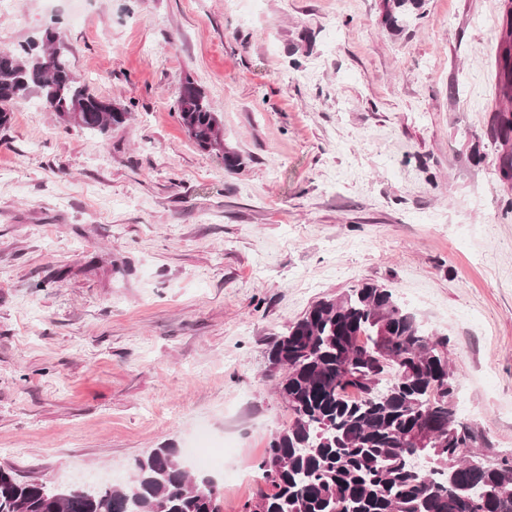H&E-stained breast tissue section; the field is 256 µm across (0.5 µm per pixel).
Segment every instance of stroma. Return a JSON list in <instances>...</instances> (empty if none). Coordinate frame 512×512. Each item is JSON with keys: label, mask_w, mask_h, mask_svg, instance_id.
<instances>
[{"label": "stroma", "mask_w": 512, "mask_h": 512, "mask_svg": "<svg viewBox=\"0 0 512 512\" xmlns=\"http://www.w3.org/2000/svg\"><path fill=\"white\" fill-rule=\"evenodd\" d=\"M504 0H9L0 49L58 26L129 119L89 133L13 104L0 129V464L129 481L200 433L229 444L222 512L292 415L274 336L363 283L447 337L454 402L512 450V183L495 117ZM214 103L204 151L185 78ZM422 7V0H386L385 16L388 28L394 33L403 31V23ZM190 90L184 92L183 89ZM178 117L189 137L204 150L220 149L224 129L212 102L203 89L187 79L178 98Z\"/></svg>", "instance_id": "obj_1"}]
</instances>
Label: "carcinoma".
<instances>
[{
    "label": "carcinoma",
    "instance_id": "obj_1",
    "mask_svg": "<svg viewBox=\"0 0 512 512\" xmlns=\"http://www.w3.org/2000/svg\"><path fill=\"white\" fill-rule=\"evenodd\" d=\"M422 0H386L394 33ZM178 117L204 150L219 148L224 129L203 89L186 80ZM499 95L512 100V42L498 55ZM36 93L42 107L85 131L106 133L128 112L87 92L62 51L59 32L21 53L0 50V129L4 105ZM499 137L512 134V111L496 116ZM448 340L426 332L393 291L365 283L312 305L288 333L277 336L269 360L285 370L277 383L294 420L272 436L259 464L268 490L242 512H512V453L481 465L490 453L484 432L460 419ZM435 438L418 442L427 431ZM129 484L90 489L21 480L0 465V512H222L213 476L190 475L176 448L137 457Z\"/></svg>",
    "mask_w": 512,
    "mask_h": 512
}]
</instances>
